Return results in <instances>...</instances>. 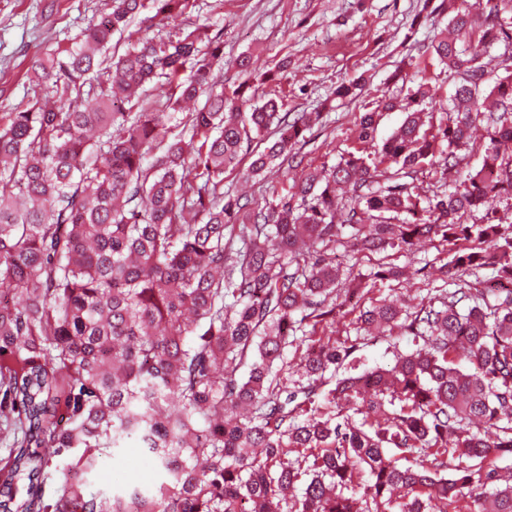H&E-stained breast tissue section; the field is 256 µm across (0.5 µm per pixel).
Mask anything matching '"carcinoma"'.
<instances>
[{"mask_svg":"<svg viewBox=\"0 0 512 512\" xmlns=\"http://www.w3.org/2000/svg\"><path fill=\"white\" fill-rule=\"evenodd\" d=\"M457 2L427 47L454 83L445 117L433 124L420 84L373 157L359 147L330 167L296 152L322 113L292 117L246 80L224 88L222 31L112 46L135 17L176 19L196 0H111L32 64L48 91L0 116V512H447L475 484L480 512H512L497 479L512 453V0ZM394 107L365 102L357 140ZM478 125L489 143L470 167ZM257 138L251 176L301 168L262 205L224 192ZM426 166L455 179L426 196ZM345 227L356 252L452 246L441 270L455 289H437L438 307L361 311V329L424 347L325 394L356 345L300 340L306 383L291 388L278 366L289 338L361 288L336 295ZM489 267L491 302L468 280ZM129 442L153 461L145 483L91 490Z\"/></svg>","mask_w":512,"mask_h":512,"instance_id":"cac0c4a2","label":"carcinoma"}]
</instances>
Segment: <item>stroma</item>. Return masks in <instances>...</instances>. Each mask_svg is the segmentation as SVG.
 <instances>
[{
    "label": "stroma",
    "mask_w": 512,
    "mask_h": 512,
    "mask_svg": "<svg viewBox=\"0 0 512 512\" xmlns=\"http://www.w3.org/2000/svg\"><path fill=\"white\" fill-rule=\"evenodd\" d=\"M422 4L423 0H197L190 19L223 28L225 60L252 52L251 84L258 92L280 96L285 111L323 112V124L313 128L299 155L307 164L330 166L355 144L362 101L400 90V83L392 79L398 66H405L410 86L428 84L435 112L447 108L453 84L422 51L447 17L436 14L418 20ZM110 6L111 0H0V114L23 110L33 97L26 71L36 58L69 47ZM282 60L288 68L281 80L265 81V73ZM358 77L366 81L362 100L334 99L338 85ZM245 170L242 164L226 170L225 191L233 194L248 184L251 199L260 204L271 188L292 184L291 174L283 168L249 181ZM448 254V247L430 243L405 253H349L342 274L362 281L358 306L344 308L335 324L318 325L315 338L356 344L354 364L359 369L393 365L396 353L420 347V340L367 335L357 328L358 312L395 295L432 298L438 269ZM385 266L401 268L402 276L376 279V271ZM151 465L143 449L128 445L115 462L105 463L93 487L110 491L137 484Z\"/></svg>",
    "instance_id": "obj_1"
}]
</instances>
